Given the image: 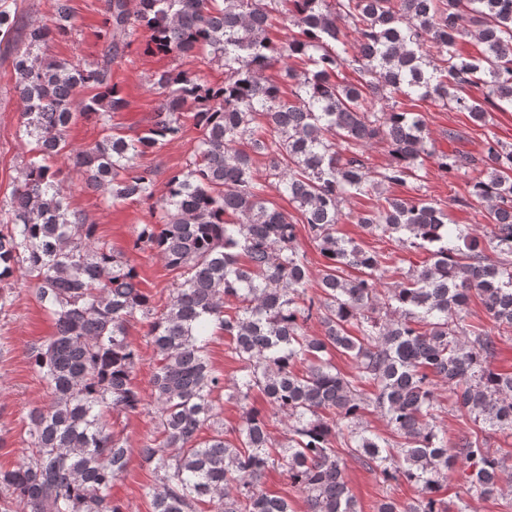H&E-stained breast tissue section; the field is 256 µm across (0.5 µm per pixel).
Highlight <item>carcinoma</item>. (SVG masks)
<instances>
[{"mask_svg": "<svg viewBox=\"0 0 512 512\" xmlns=\"http://www.w3.org/2000/svg\"><path fill=\"white\" fill-rule=\"evenodd\" d=\"M69 2L56 0L49 21L21 26L15 0H0V43L14 45L19 134L34 144L8 208L0 207V310L29 279L54 321L52 336L30 351L50 403L30 410L22 458L0 470V512L21 503L26 512H125L112 486L131 449L104 420L115 412H147L156 422L158 436L139 448L156 477L152 512H196L206 500L213 512H296L294 500L260 488L275 465L303 495V512H361L345 479L349 458L415 489L407 502L384 498L376 512H448L438 492L458 463L465 496L500 495L507 458L483 434L512 435V371L491 367L499 338L512 335V145L492 138L478 157L448 153L421 113L395 103L378 111L375 102L430 99L479 126L488 108H512V0H103V48L86 64L42 56L74 28ZM276 18L299 35L271 38ZM140 29L159 51L220 64L224 82L178 69L153 74L161 101L146 131L128 140L110 134L112 113L125 107L112 64ZM464 37L475 53L457 50ZM346 66L361 79L342 77ZM471 85L482 96L455 94ZM85 89L94 94L79 96ZM186 112L201 131L193 159L168 178L158 222L139 225L131 243L176 273L159 312L137 267L70 209L60 170L47 161L65 157L113 204L150 201L155 170L134 160L178 136ZM78 117L101 124L102 138L69 147ZM378 141L390 156L380 170L366 157ZM428 159L450 180L479 172L459 202L485 204L489 231L480 238L422 198L377 199L356 223L428 254L384 289L401 268L340 235L342 205L419 180ZM273 187L326 260L316 277ZM473 296L492 328L467 323ZM137 318L155 352L149 402L134 383L140 355L128 327ZM314 318L319 335L306 330ZM218 333L241 364L228 384L207 356ZM336 353L355 361V373L336 368ZM439 385L478 426L451 447ZM228 387L243 402L260 392L286 422L284 441L253 407L224 427L217 406ZM374 411L384 434L364 425Z\"/></svg>", "mask_w": 512, "mask_h": 512, "instance_id": "1", "label": "carcinoma"}]
</instances>
